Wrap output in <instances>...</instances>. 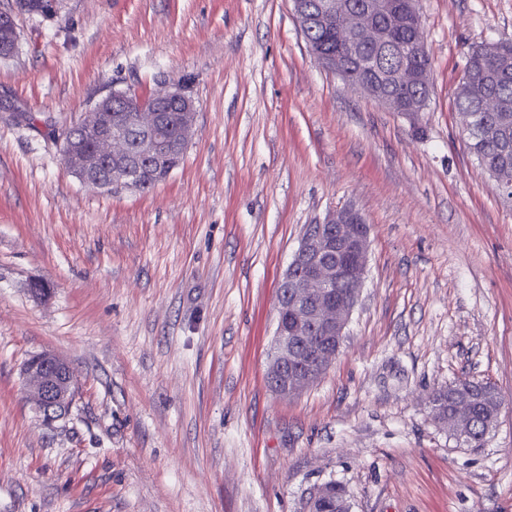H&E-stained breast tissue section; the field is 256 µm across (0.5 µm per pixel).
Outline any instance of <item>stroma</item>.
Masks as SVG:
<instances>
[{
    "label": "stroma",
    "mask_w": 512,
    "mask_h": 512,
    "mask_svg": "<svg viewBox=\"0 0 512 512\" xmlns=\"http://www.w3.org/2000/svg\"><path fill=\"white\" fill-rule=\"evenodd\" d=\"M427 109L393 112L308 50L291 0H60L0 57V512H512V204L455 109L470 47L512 0H418ZM187 86L180 166L85 187L63 135L112 91ZM370 226L325 374L268 386L277 290L304 228ZM47 295L33 291L34 284ZM51 352L80 389L44 425L22 380ZM501 393L471 448L431 417L462 378ZM332 487V490L334 491V494H331V490L329 487L321 486L318 487L315 491H313L308 499L307 505H306V512H318L316 510V507L318 503L321 501V499L325 498L326 496L330 495V497L326 500L324 508L326 510L322 512H335L334 503L336 501V497L340 498L343 494H346L345 488L337 484L335 482H328L326 483ZM337 486V490H336ZM337 491V494H336Z\"/></svg>",
    "instance_id": "stroma-1"
}]
</instances>
